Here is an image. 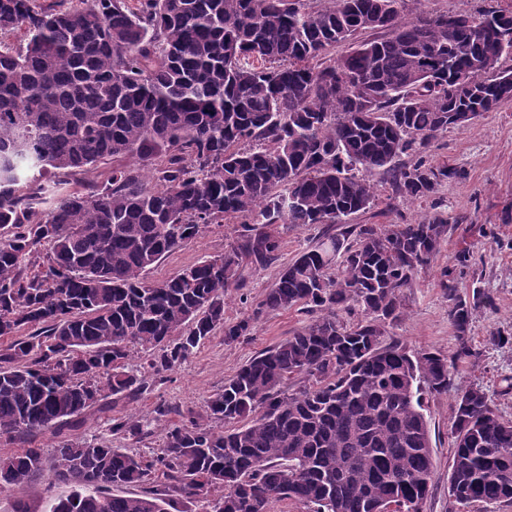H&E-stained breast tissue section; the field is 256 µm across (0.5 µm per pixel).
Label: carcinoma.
<instances>
[{"mask_svg":"<svg viewBox=\"0 0 512 512\" xmlns=\"http://www.w3.org/2000/svg\"><path fill=\"white\" fill-rule=\"evenodd\" d=\"M310 2L0 0V338H13L0 355V435L58 432L110 394L144 390L147 378L125 371L133 348L157 353L159 373L218 327L234 341L265 313L310 316L210 396V416L228 429L173 425L150 462L84 438L60 446L56 473L81 488L46 512H169L161 491L108 490L158 471L198 512H270L284 500L306 512H421L433 493L424 404L448 394L456 361L471 355L478 302L456 293L445 267L456 353L411 355L386 341L450 221H349L375 201L361 169L410 199L460 177L428 152L512 100V66H502L512 10L405 22L408 0ZM107 157L140 164L67 188ZM29 172L56 180L34 178L20 194ZM228 217L243 231L222 254L145 280ZM281 223L346 228L324 230L251 315L225 323L243 271L276 259ZM359 309L364 318L341 320ZM295 378V392L280 390ZM449 432L448 512L512 501V421L481 387H456ZM40 465L39 448L0 458V492L22 491Z\"/></svg>","mask_w":512,"mask_h":512,"instance_id":"obj_1","label":"carcinoma"}]
</instances>
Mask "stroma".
Masks as SVG:
<instances>
[{
    "label": "stroma",
    "instance_id": "35a3bbf8",
    "mask_svg": "<svg viewBox=\"0 0 512 512\" xmlns=\"http://www.w3.org/2000/svg\"><path fill=\"white\" fill-rule=\"evenodd\" d=\"M430 160L459 170V178L440 187L434 199L415 200L393 194L384 175L370 174L376 200L369 211L356 218L360 224L382 226L439 212L453 220L447 245L405 290L403 314L394 324L391 337L412 352L431 349L448 356L456 351L458 342L448 323V293L440 286L441 269H453L460 295H481L468 331L472 354L459 360L457 380L480 386L498 414L512 420V101L502 103L467 127L449 129L435 142ZM240 229L235 219L202 229L184 246L149 267L145 279L165 280L222 253ZM319 231L316 225H279L281 248L277 260L247 272L243 287L229 292L224 301L225 321L234 323L251 315L282 267L312 245ZM465 248L471 258L462 266L456 256ZM307 322L305 314L293 309L267 313L255 320L249 335L233 342L225 340L223 329H216L195 354L163 377L152 379L144 393L111 400L106 410L88 411L75 428L59 435L46 430L15 439L0 435L1 458L31 447L44 451L41 471L20 493H0V512H15L19 506L24 512H45L51 499L68 496L74 490V482L59 479L54 469L57 449L69 439L94 436L128 454L149 459L159 453L166 426L193 419L223 430V422L212 421L206 410L210 394L248 360ZM497 332L506 336V343H492L491 336ZM454 404V396H443L430 401L425 410L437 484L422 512H448V472L453 455L449 426ZM162 405L168 406L167 415H158ZM127 416L140 421L141 435L113 431V419Z\"/></svg>",
    "mask_w": 512,
    "mask_h": 512
}]
</instances>
